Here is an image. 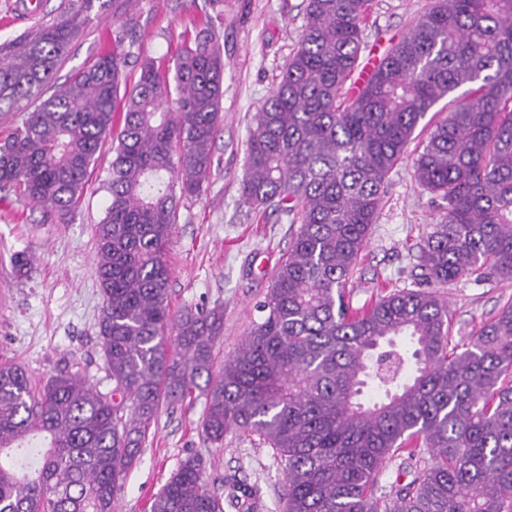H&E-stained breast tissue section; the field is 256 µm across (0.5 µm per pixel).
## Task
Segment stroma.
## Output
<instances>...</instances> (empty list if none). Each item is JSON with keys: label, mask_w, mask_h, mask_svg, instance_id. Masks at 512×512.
Wrapping results in <instances>:
<instances>
[{"label": "stroma", "mask_w": 512, "mask_h": 512, "mask_svg": "<svg viewBox=\"0 0 512 512\" xmlns=\"http://www.w3.org/2000/svg\"><path fill=\"white\" fill-rule=\"evenodd\" d=\"M36 17L19 16L14 0H0V43L30 32L36 23L53 21L61 0H41ZM432 5V0H372L364 30L361 58L383 55L390 39L401 36ZM139 24L124 43L129 51L128 82L139 76L143 58L160 67L172 65L183 40L194 35L209 16L222 14L224 45V122L217 134L213 165L200 196L181 199L166 247L170 268L172 314L194 306L224 309V331L215 344V365L223 367L249 332L255 308L285 259L296 225L275 211L258 218L240 197L248 133L257 108L269 97L305 24V0H133ZM124 15H108L94 24L62 60L58 75L69 76L113 48L112 33ZM418 140L389 173L370 244L357 275L353 301H368L375 281L398 286L412 282L411 245L439 221V200L414 177L413 155L426 140L428 122ZM113 159L102 147L97 176L86 186L84 200L65 224L46 223L40 211L22 198L0 206V363L25 367L32 381L44 385L64 371H78L97 391L112 390L105 367L98 322L103 296L95 272L96 229L105 216L104 182ZM27 252L31 268L18 276L12 257ZM449 301L452 336L465 341L512 301V282H477L463 277L441 286ZM206 398L162 408L148 431L136 464L126 475L116 512H150L151 502L180 464L197 457L205 477L233 476L258 486L253 512H282L283 486L271 448L256 437L232 430L222 447L202 437Z\"/></svg>", "instance_id": "35a3bbf8"}]
</instances>
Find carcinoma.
Segmentation results:
<instances>
[{
	"mask_svg": "<svg viewBox=\"0 0 512 512\" xmlns=\"http://www.w3.org/2000/svg\"><path fill=\"white\" fill-rule=\"evenodd\" d=\"M129 0H64L58 18L0 44V201L10 194L66 224L97 153L113 146L96 230L104 298L99 337L112 395L77 372L32 386L0 365V512H115L129 469L163 407L205 379L202 429H235L272 448L283 512H512V303L466 344L452 343L433 286L468 276L512 281V0H435L354 87L370 0H306L298 47L250 129L242 200L299 224L261 313L213 373L224 311L173 318L165 259L180 199L201 193L223 122L224 61L209 19L181 45L174 73L98 56L62 82L69 45L105 11L137 24ZM466 92L450 97L459 89ZM449 98L414 161L445 206L417 244L412 288L361 307L350 286L385 180L419 123ZM176 331L171 347L169 331ZM407 336L398 350L392 337ZM413 470L384 487L389 464ZM187 458L151 512H224Z\"/></svg>",
	"mask_w": 512,
	"mask_h": 512,
	"instance_id": "1",
	"label": "carcinoma"
}]
</instances>
